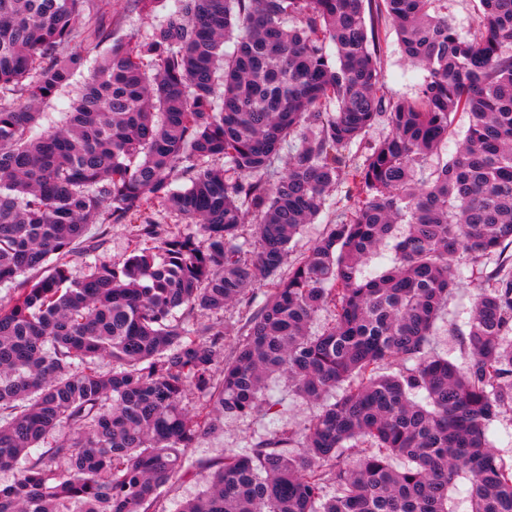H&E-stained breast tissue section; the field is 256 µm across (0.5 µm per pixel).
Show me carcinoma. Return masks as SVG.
<instances>
[{"instance_id": "carcinoma-1", "label": "carcinoma", "mask_w": 512, "mask_h": 512, "mask_svg": "<svg viewBox=\"0 0 512 512\" xmlns=\"http://www.w3.org/2000/svg\"><path fill=\"white\" fill-rule=\"evenodd\" d=\"M382 2L426 72L413 99L380 95L365 0H168L151 37L123 40L95 0H0V512H157L202 434L271 410L274 375L320 410L208 461L179 512H456L461 485L467 512H512V462L487 439L512 413V0H480L465 36L448 0ZM85 31L109 47L43 129L40 107L88 67L61 55ZM460 112L457 151L426 168ZM349 178L348 215L282 273ZM160 205L197 231L162 232ZM91 224L134 235L122 264L76 279ZM390 242L394 264L368 271ZM460 264L483 282L457 330L464 370L428 355ZM252 288L231 350L224 323H193ZM389 132V127L385 123H380L372 127L365 136L353 144L350 148V164L352 167L362 164L365 155L368 152V146Z\"/></svg>"}]
</instances>
